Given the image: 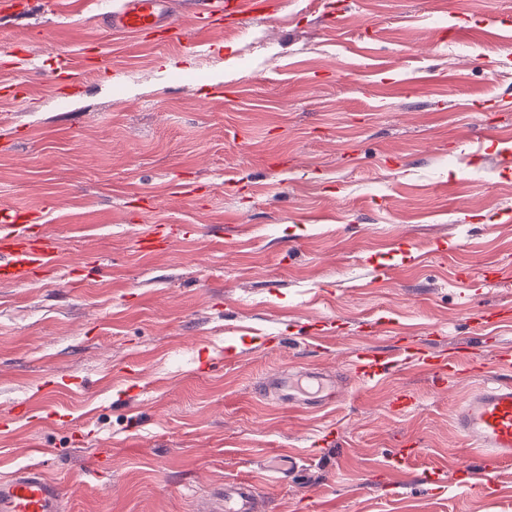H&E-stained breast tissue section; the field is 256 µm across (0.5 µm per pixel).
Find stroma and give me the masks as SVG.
I'll return each instance as SVG.
<instances>
[{
  "instance_id": "obj_1",
  "label": "stroma",
  "mask_w": 512,
  "mask_h": 512,
  "mask_svg": "<svg viewBox=\"0 0 512 512\" xmlns=\"http://www.w3.org/2000/svg\"><path fill=\"white\" fill-rule=\"evenodd\" d=\"M40 2L0 7V206L57 244L0 281V477L41 469L68 512H204L236 477L257 512H512V461L463 484L472 371L351 369L397 336L512 351V0H279L203 46L194 0L179 42L112 34L111 0ZM301 368L336 375L333 406L257 394ZM280 452L305 465L273 486Z\"/></svg>"
}]
</instances>
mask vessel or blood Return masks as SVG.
Segmentation results:
<instances>
[{
  "label": "vessel or blood",
  "mask_w": 512,
  "mask_h": 512,
  "mask_svg": "<svg viewBox=\"0 0 512 512\" xmlns=\"http://www.w3.org/2000/svg\"><path fill=\"white\" fill-rule=\"evenodd\" d=\"M195 13L198 31L211 28L215 17L244 18L254 12L255 0H198ZM112 32L135 37L157 34L179 40L183 31L170 18L165 0H124L120 9L103 13ZM56 247L39 236L32 212L15 208L0 210V279L24 283L51 267ZM396 366L415 367L429 372L438 382L456 377L458 361L452 351L436 350L407 340L397 345ZM478 385L464 398L453 414L456 431L480 459V467L469 470V478L486 485L498 464L512 461V382L483 372L474 364ZM335 382L317 371L296 377L269 374L262 392H275L290 404L304 405L311 395L326 399L335 396ZM302 467L301 458L289 454L278 457L267 467L270 482L283 481ZM258 489L253 482L234 480L224 485L223 512H255ZM0 512H66L60 486L40 469L18 470L0 480Z\"/></svg>",
  "instance_id": "b4317fda"
}]
</instances>
